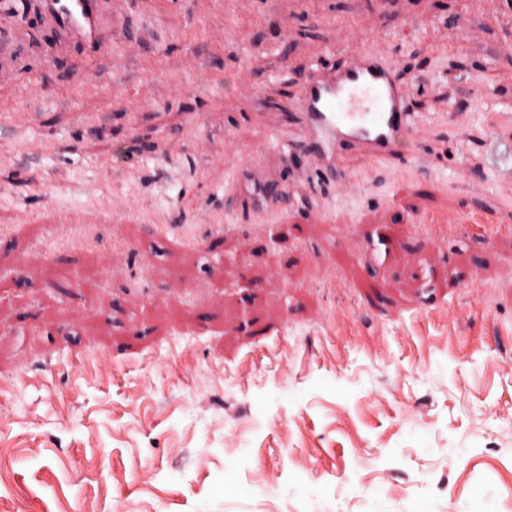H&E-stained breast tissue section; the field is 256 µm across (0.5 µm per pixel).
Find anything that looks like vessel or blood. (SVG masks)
Masks as SVG:
<instances>
[{"instance_id": "obj_1", "label": "vessel or blood", "mask_w": 512, "mask_h": 512, "mask_svg": "<svg viewBox=\"0 0 512 512\" xmlns=\"http://www.w3.org/2000/svg\"><path fill=\"white\" fill-rule=\"evenodd\" d=\"M103 0H42V10L59 31L84 49L98 46ZM299 125L307 143L308 165L326 183H344L341 155L358 150L365 162L402 155L411 141L407 88L377 53L364 49L341 63H322L300 81ZM262 193L261 203L287 209L295 186L285 185L263 164L245 174Z\"/></svg>"}]
</instances>
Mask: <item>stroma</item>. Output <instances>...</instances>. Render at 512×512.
<instances>
[{"label": "stroma", "mask_w": 512, "mask_h": 512, "mask_svg": "<svg viewBox=\"0 0 512 512\" xmlns=\"http://www.w3.org/2000/svg\"><path fill=\"white\" fill-rule=\"evenodd\" d=\"M448 2L106 0L93 54L0 13V512H512V14ZM364 48L412 145L335 192L278 158ZM259 160L335 221L234 195Z\"/></svg>", "instance_id": "obj_1"}]
</instances>
